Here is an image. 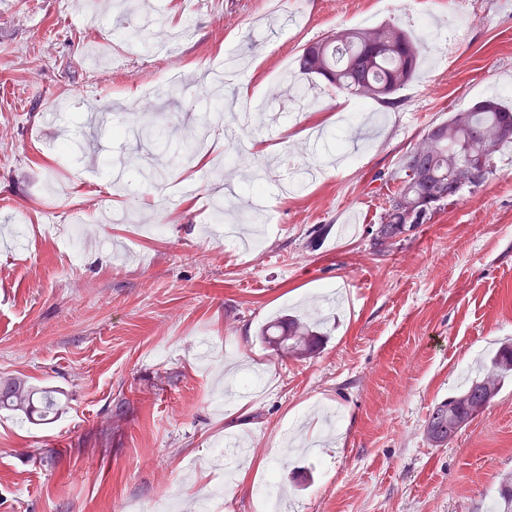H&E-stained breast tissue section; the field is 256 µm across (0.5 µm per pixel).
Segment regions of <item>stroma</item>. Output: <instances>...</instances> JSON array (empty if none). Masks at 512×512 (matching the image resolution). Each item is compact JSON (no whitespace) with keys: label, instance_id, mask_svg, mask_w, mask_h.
<instances>
[{"label":"stroma","instance_id":"35a3bbf8","mask_svg":"<svg viewBox=\"0 0 512 512\" xmlns=\"http://www.w3.org/2000/svg\"><path fill=\"white\" fill-rule=\"evenodd\" d=\"M464 36L424 56L422 74L376 135L325 126L355 101L324 85L312 104L280 98L305 44L417 14ZM192 29L152 56L126 35ZM237 51L242 78L272 100L247 133L266 163L320 174L280 194L233 193L232 224L274 216L260 250L215 230L211 196L246 180L224 121L171 96ZM512 89V0H8L0 8V377L64 391L33 425L0 413V512H487L512 473V383L446 446L425 441L460 369L512 340V147L476 192L383 256L370 249L399 161L431 123L490 88ZM153 88L143 98V88ZM111 114L104 127L91 124ZM208 128L207 164H183ZM349 159L323 170L337 139ZM330 225L316 247L307 229ZM339 307L322 349L276 355L260 327ZM129 409L109 423L118 400ZM251 443L243 481L224 486L225 438Z\"/></svg>","mask_w":512,"mask_h":512}]
</instances>
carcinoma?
I'll return each instance as SVG.
<instances>
[{
  "mask_svg": "<svg viewBox=\"0 0 512 512\" xmlns=\"http://www.w3.org/2000/svg\"><path fill=\"white\" fill-rule=\"evenodd\" d=\"M414 37L395 23L338 29L310 42L297 56L298 71L361 102L387 108L403 103L400 92L419 77ZM512 144V104L494 96L432 123L403 155L400 184L381 217L374 245L386 253L407 235L408 225L429 223L435 213L473 192L494 175L501 150ZM261 341L280 355L301 358L320 347L310 316L270 322ZM512 382V345L500 348L462 390L436 403L424 424L426 441L448 445L459 431L483 415L504 385ZM57 390L40 389L19 377H0V412L38 425L54 423L65 402Z\"/></svg>",
  "mask_w": 512,
  "mask_h": 512,
  "instance_id": "carcinoma-1",
  "label": "carcinoma"
}]
</instances>
